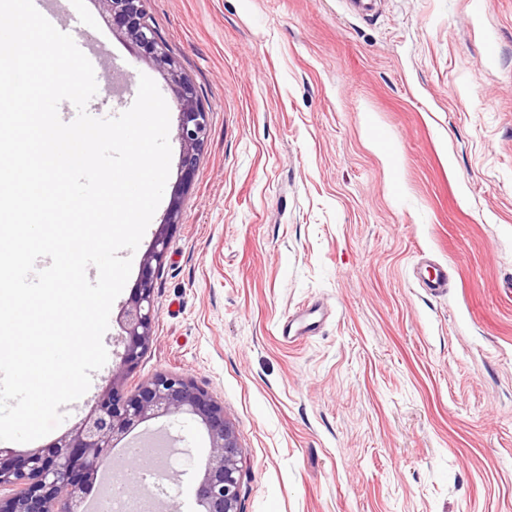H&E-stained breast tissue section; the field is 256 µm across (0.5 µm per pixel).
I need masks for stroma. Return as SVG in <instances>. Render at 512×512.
<instances>
[{"instance_id":"stroma-1","label":"stroma","mask_w":512,"mask_h":512,"mask_svg":"<svg viewBox=\"0 0 512 512\" xmlns=\"http://www.w3.org/2000/svg\"><path fill=\"white\" fill-rule=\"evenodd\" d=\"M209 114L191 185L170 173L118 303L172 200L153 277L152 339L117 381L159 373L207 390L242 451L240 512H512V0H144ZM112 55L122 105L164 73L76 0ZM448 272L439 294L422 263ZM314 328L291 341L289 314ZM109 362L42 449L112 379ZM175 438L171 512H195L209 452Z\"/></svg>"}]
</instances>
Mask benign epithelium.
I'll use <instances>...</instances> for the list:
<instances>
[{
    "mask_svg": "<svg viewBox=\"0 0 512 512\" xmlns=\"http://www.w3.org/2000/svg\"><path fill=\"white\" fill-rule=\"evenodd\" d=\"M112 27L125 31L136 45L167 72L179 112L181 184L196 173L207 137L208 113L190 82L167 53L143 0H101ZM172 202L144 258L140 288L118 314L123 352L112 368V386L77 424L49 449L17 455L0 447V512H80L84 493L101 470L112 465V450L143 423L159 417L199 422L209 438V453L195 486L196 512H240L242 455L237 432L224 407L208 391L172 374H158L133 391L117 381L131 369L149 344L154 320L152 264H161L169 244L168 227L178 223Z\"/></svg>",
    "mask_w": 512,
    "mask_h": 512,
    "instance_id": "1",
    "label": "benign epithelium"
}]
</instances>
